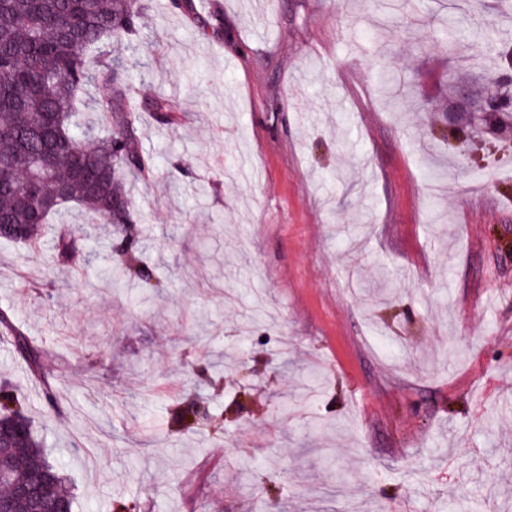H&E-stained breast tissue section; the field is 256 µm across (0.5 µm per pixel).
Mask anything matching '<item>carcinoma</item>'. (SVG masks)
<instances>
[{
	"instance_id": "cac0c4a2",
	"label": "carcinoma",
	"mask_w": 512,
	"mask_h": 512,
	"mask_svg": "<svg viewBox=\"0 0 512 512\" xmlns=\"http://www.w3.org/2000/svg\"><path fill=\"white\" fill-rule=\"evenodd\" d=\"M144 7L138 0H0V239L31 247L52 215L75 204L106 224L133 223L127 178L147 172L129 104L123 51L133 47ZM108 87L98 121L80 112L85 87ZM151 109L178 121L179 103L157 98ZM90 237L63 228V251ZM0 326L17 353L38 367V348L0 310ZM0 439L22 453L0 457V490L32 487L27 512L55 504L75 512L63 466L49 459L22 399L0 394Z\"/></svg>"
}]
</instances>
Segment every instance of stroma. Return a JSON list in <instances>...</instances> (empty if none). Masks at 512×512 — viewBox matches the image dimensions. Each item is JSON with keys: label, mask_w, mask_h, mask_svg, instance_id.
Listing matches in <instances>:
<instances>
[{"label": "stroma", "mask_w": 512, "mask_h": 512, "mask_svg": "<svg viewBox=\"0 0 512 512\" xmlns=\"http://www.w3.org/2000/svg\"><path fill=\"white\" fill-rule=\"evenodd\" d=\"M146 2L147 278L113 286L123 241L78 209L70 258L0 241L43 372L0 335V385L78 512H512V39L466 62L512 8L456 40L427 0Z\"/></svg>", "instance_id": "35a3bbf8"}]
</instances>
